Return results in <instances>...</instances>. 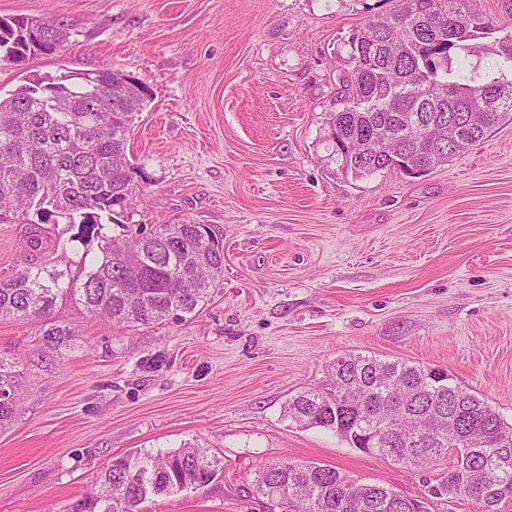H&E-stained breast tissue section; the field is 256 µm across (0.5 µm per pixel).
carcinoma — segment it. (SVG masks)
I'll return each instance as SVG.
<instances>
[{
	"instance_id": "carcinoma-1",
	"label": "carcinoma",
	"mask_w": 512,
	"mask_h": 512,
	"mask_svg": "<svg viewBox=\"0 0 512 512\" xmlns=\"http://www.w3.org/2000/svg\"><path fill=\"white\" fill-rule=\"evenodd\" d=\"M493 30L469 0H395L347 41L342 109L326 166L362 178L387 169L424 174L512 119V38L502 41L497 76L448 66L450 51ZM21 45L0 24V57ZM120 71L41 76L46 91L22 84L0 97V222L27 225L23 268L0 280V317L39 320L51 350L73 332L52 318L58 302L133 326H159L194 314L223 273L221 235L205 224H155L132 231L121 217L135 190L128 144L150 91L107 96ZM94 102L100 112L85 111ZM122 229L112 234L110 226ZM440 368L364 355L336 359L330 382L288 400V418L335 432L367 455L431 470L448 452L454 466L411 497L352 480L337 468L283 459L259 471L253 491L269 512H429L458 500L473 512L512 501V423ZM23 379L0 357V428L12 419ZM223 459L192 443L166 453L115 458L94 493L63 512H138L153 496L206 486Z\"/></svg>"
}]
</instances>
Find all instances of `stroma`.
Here are the masks:
<instances>
[{
	"instance_id": "1",
	"label": "stroma",
	"mask_w": 512,
	"mask_h": 512,
	"mask_svg": "<svg viewBox=\"0 0 512 512\" xmlns=\"http://www.w3.org/2000/svg\"><path fill=\"white\" fill-rule=\"evenodd\" d=\"M493 22L467 63L497 72L512 0H469ZM391 0H0V18L64 26L57 53L0 60L28 74L117 70L150 102L129 146L128 224H206L224 270L195 316L128 326L59 303L74 331L44 347L35 320L0 318L23 391L0 429V512H65L113 458L192 442L224 458L209 485L139 512H263L248 492L290 457L421 493L418 472L303 428L285 407L344 354L447 370L512 422V123L421 176L354 179L324 163L341 109L345 40Z\"/></svg>"
}]
</instances>
